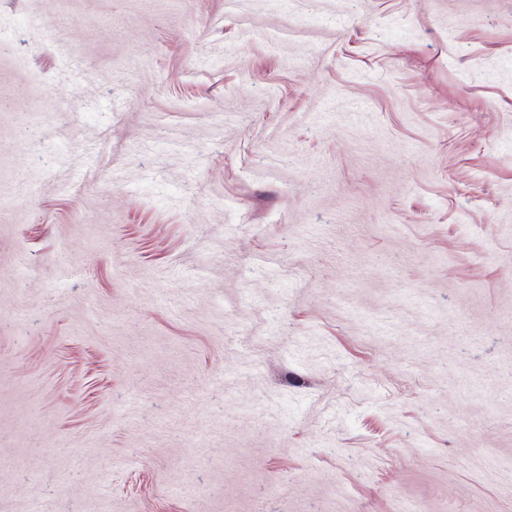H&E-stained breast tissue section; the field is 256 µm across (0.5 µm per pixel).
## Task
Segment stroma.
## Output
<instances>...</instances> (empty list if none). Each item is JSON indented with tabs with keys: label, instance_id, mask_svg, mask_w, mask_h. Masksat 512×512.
Wrapping results in <instances>:
<instances>
[{
	"label": "stroma",
	"instance_id": "1",
	"mask_svg": "<svg viewBox=\"0 0 512 512\" xmlns=\"http://www.w3.org/2000/svg\"><path fill=\"white\" fill-rule=\"evenodd\" d=\"M512 512V0H0V512Z\"/></svg>",
	"mask_w": 512,
	"mask_h": 512
}]
</instances>
